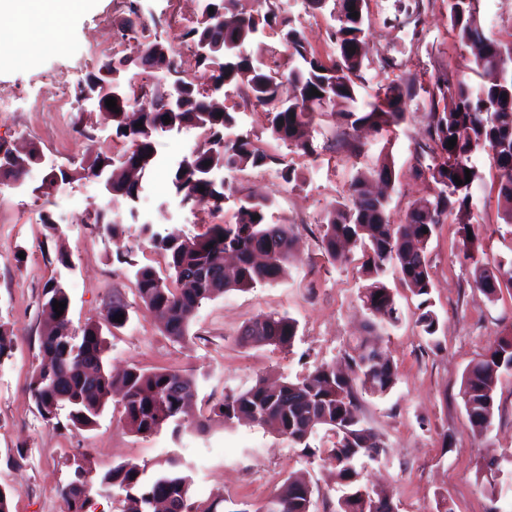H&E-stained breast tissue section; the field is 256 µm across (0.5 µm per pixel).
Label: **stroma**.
<instances>
[{"mask_svg":"<svg viewBox=\"0 0 512 512\" xmlns=\"http://www.w3.org/2000/svg\"><path fill=\"white\" fill-rule=\"evenodd\" d=\"M202 3L87 0L35 53L0 58V93L15 100L14 110H0V141L16 148L37 147L44 157L23 187L0 188V328L12 341L0 356V488L13 492L11 512H66L61 491L70 478L68 460L82 448L90 451L96 482L123 461L144 466L151 478L167 469L170 460H179L192 479L193 499L223 496L226 512H257L291 476L310 481V512H336L346 491L335 462L324 453L334 440L331 432L318 430L302 446L255 423L224 425L213 408L224 395L259 380L293 381L320 364H343L366 338L372 316L361 300L367 283L361 252L353 250L344 263L327 259L321 249V219L346 198L356 170L373 169L386 154L397 175L389 198L392 221H401L414 200L435 193L431 180L415 175L417 151L426 141L428 98L422 93L408 101L405 119L397 126L352 134V141L361 146L355 155L339 146L346 132L342 118L324 113L311 131L315 153L304 156L272 137L265 108L243 94L225 96L236 132L249 135L273 158L266 166L229 174L228 180L273 201L274 221L294 228L295 258L277 282L230 290L203 303L190 327L191 341L173 342L145 308L132 275L115 255L118 248H130L140 264L162 274L165 260L140 243V224L194 237L212 225L233 221V202H225L219 212H203L182 205L171 184L172 166L206 150L207 134L191 126L157 134V162L145 170L137 199L115 201L84 172L96 154L116 158L125 149L114 135L111 117L83 100L64 112L47 110L43 102L53 97L58 72L70 71L82 82L107 54L136 58L155 41L184 52L183 76H197L196 48L183 41L181 33L195 24ZM133 4L150 16L145 30L137 33L123 29ZM414 4L422 17L417 26L406 21ZM240 5L247 12L278 7L322 59L335 57L330 36L335 0H326L319 9L308 0H240ZM365 26L369 54L360 101H373L393 81L427 87L443 74L472 77L471 57L450 27L447 0H369ZM284 162L298 169V181L288 184L280 177ZM472 162L483 175L473 189V219L480 226L483 248L490 255L504 252L512 241V226L503 224L498 214L493 155L480 151ZM54 166L75 170L77 176L46 195L38 187ZM100 209L121 212L128 226L124 237L113 239L104 229L87 224L88 212ZM47 212L60 225L61 235L43 224ZM427 252L431 300L439 318L437 340L432 343L424 336L416 323L418 298L403 287L397 271H390L386 283L395 295L400 321L381 330L380 344L397 371V381L387 394L359 397L364 425L384 444L378 457L360 460L359 481L387 494L396 512H439L444 506L449 512H489L495 504L502 512H512V373L500 378L497 410L484 433L471 430L462 399L468 364L498 338L512 336V289L490 299L475 288L454 219L437 227ZM63 253L71 268L60 265ZM54 277L67 283L73 327L102 321L111 294L129 303L128 322L103 330L108 361L117 368L192 372L198 383L193 414L209 419L207 433L175 438L164 429L148 437L137 435L121 422L122 406L115 399L89 430L59 428L42 419L29 382L41 361L44 288ZM269 313L297 321L292 347L240 344L242 326ZM495 488L501 492L497 500L491 496Z\"/></svg>","mask_w":512,"mask_h":512,"instance_id":"1","label":"stroma"}]
</instances>
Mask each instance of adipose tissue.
<instances>
[{
	"instance_id": "ef3b65f1",
	"label": "adipose tissue",
	"mask_w": 512,
	"mask_h": 512,
	"mask_svg": "<svg viewBox=\"0 0 512 512\" xmlns=\"http://www.w3.org/2000/svg\"><path fill=\"white\" fill-rule=\"evenodd\" d=\"M83 0H0V46L12 50L31 48L48 37ZM27 20L26 30H18V20Z\"/></svg>"
}]
</instances>
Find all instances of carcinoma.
I'll return each mask as SVG.
<instances>
[{
    "label": "carcinoma",
    "mask_w": 512,
    "mask_h": 512,
    "mask_svg": "<svg viewBox=\"0 0 512 512\" xmlns=\"http://www.w3.org/2000/svg\"><path fill=\"white\" fill-rule=\"evenodd\" d=\"M240 0H203L197 24L181 33V38L199 43L209 40V51L199 58L203 69L201 83L188 82L178 75L170 49L162 43L148 45V55L138 66L164 69L172 76L168 91L184 98L183 112H163L164 94L126 91L117 108L134 103L140 106L142 126L135 128L112 113L115 136L130 144L123 161L113 165L108 156L96 155L90 168H111L105 189L114 197L133 200L140 184L128 177L127 167L144 172L156 162L154 134L183 126L208 131L213 148L204 154L183 158L173 169L171 183L181 201L210 212L223 208L236 197L235 221L214 224L202 235L180 238L162 235L153 225H141V234L160 251L169 270L161 277L151 266L139 265L131 252L116 253V260L132 272L137 293L144 305L166 319L164 331L174 342L190 340V323L202 304L228 289L245 290L258 284L277 281L293 258V226L272 222V202L232 187L216 172H235L248 166L260 168L271 158L249 136H230L235 124L232 113L217 109L212 96L226 87L245 91L262 106L270 107L272 135L309 156L313 153L310 130L318 116L328 110L339 112L350 128L370 126L379 132L396 126L405 118V105L417 95L414 83H389L384 96L375 102L359 104L358 81L362 78L368 53L365 9L368 0H340L331 33L336 41V58L324 62L293 26V20L270 6L265 12L244 14ZM358 17H351V12ZM448 18L461 46L469 50L473 72L479 82L452 81L440 77L425 90L430 98L429 140L421 146L420 157L431 163L416 169L428 174L437 192L414 201L400 224L388 213V198L371 190L374 181L387 186L396 179L389 155L369 172L356 173L348 187L349 202H337L322 219L321 248L332 261H346L342 248L360 246L362 268L368 284L362 297L364 306L390 324L400 319L394 294L385 283L387 273L399 272L407 290L420 299L418 324L432 338L439 329L438 316L430 299L432 282L427 245L438 225L452 215L466 216L473 207V188L483 180L472 163L479 150L490 149L496 168L498 210L503 223L512 225V44H503L485 36L480 20V0H448ZM279 36L294 66L288 73L292 94L282 97L281 64H257L246 52V45L264 31ZM355 51H349V48ZM131 62L110 58L90 78L100 84L103 98L110 97L112 83L125 82ZM320 92L322 107L307 112L304 102L312 89ZM169 123H164L165 117ZM456 145L448 148L451 138ZM470 182H465V170ZM464 184L458 185L454 177ZM205 191H199V187ZM428 232H423V229ZM463 258L473 265L474 283L490 297L502 288L512 289V256L477 259L474 244L479 227L462 223ZM236 258L233 274L224 272V254ZM45 305L65 304L62 315L52 317L40 336L41 362L34 371L29 389L40 416L61 424V411H67V425L90 429L97 424L115 384L123 389L122 420L132 432L149 436L168 427L178 436L184 432L204 433L209 420L189 422L186 409L197 393V381L184 370L160 368L144 371L132 367L114 375L104 368L105 340L102 326L86 324L81 334L70 329V298L62 279L53 278L44 289ZM298 333L297 322L279 314H262L246 324L240 341L253 345L291 347ZM375 326L351 357L352 376L336 372L331 364L317 366L295 381L268 385L259 380L250 389L224 396L215 414L228 426L248 420L266 426L288 440L307 445L321 428L334 432L336 442L328 457L337 462L338 475L349 487L338 501L336 512H363L360 509L357 462L370 451H383L381 439L362 423L358 391L384 395L395 385L396 370L385 359L377 340ZM512 367V337L497 339L480 358L466 369L463 401L472 431L484 430L488 417L495 414L496 390L501 374ZM88 452L73 456L72 478L62 490L68 512H84L90 492L85 461ZM144 469L132 462L119 463L106 472L100 485L124 495V512H152L151 500L161 494L190 496L191 478L172 462L171 470L150 482L143 480ZM313 489L304 480L287 479L266 503V512H310Z\"/></svg>",
    "instance_id": "1"
}]
</instances>
